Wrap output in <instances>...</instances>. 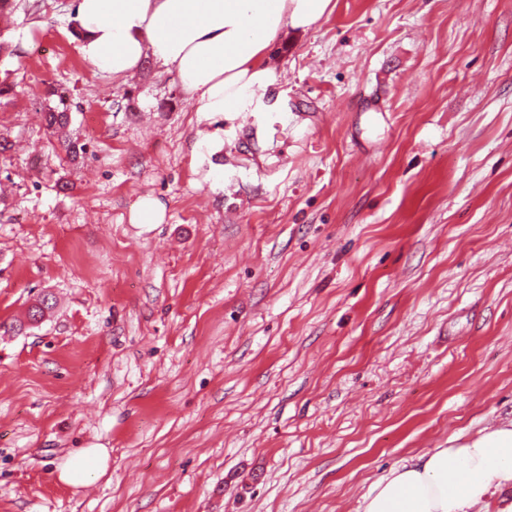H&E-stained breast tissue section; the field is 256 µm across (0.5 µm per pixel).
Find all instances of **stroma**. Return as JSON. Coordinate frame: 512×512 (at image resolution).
<instances>
[{
	"instance_id": "stroma-1",
	"label": "stroma",
	"mask_w": 512,
	"mask_h": 512,
	"mask_svg": "<svg viewBox=\"0 0 512 512\" xmlns=\"http://www.w3.org/2000/svg\"><path fill=\"white\" fill-rule=\"evenodd\" d=\"M16 3L0 512H361L512 424V0H332L232 116L150 59L96 73L75 0ZM148 195L164 222L130 223ZM81 448L108 469L75 489ZM60 104L63 108H49L47 112H44V120L46 129L51 131L52 134H56L58 137L66 139L65 129L69 122L68 108L65 106V99H59ZM106 467L107 453L104 449L85 448L59 469L58 477L66 485L82 487L104 474Z\"/></svg>"
}]
</instances>
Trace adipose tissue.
<instances>
[{"instance_id": "1", "label": "adipose tissue", "mask_w": 512, "mask_h": 512, "mask_svg": "<svg viewBox=\"0 0 512 512\" xmlns=\"http://www.w3.org/2000/svg\"><path fill=\"white\" fill-rule=\"evenodd\" d=\"M332 0H76L82 52L96 72L124 77L145 57L175 71L200 111H250L272 82L267 50L287 27L308 28ZM107 453L86 448L58 477L81 487L104 474ZM512 481V428L438 448L379 480L363 512H466Z\"/></svg>"}]
</instances>
